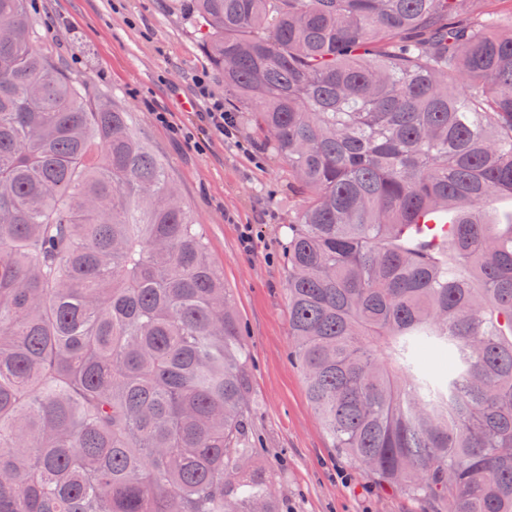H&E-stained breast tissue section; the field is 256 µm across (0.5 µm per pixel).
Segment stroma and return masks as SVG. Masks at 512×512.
<instances>
[{"label": "stroma", "instance_id": "1", "mask_svg": "<svg viewBox=\"0 0 512 512\" xmlns=\"http://www.w3.org/2000/svg\"><path fill=\"white\" fill-rule=\"evenodd\" d=\"M37 29L68 75L130 114L134 132L166 162L183 201L210 242L248 349L246 412L259 447L255 465L279 512H435L436 506L379 486L333 448L292 361L286 245L298 199L286 162L237 115V141L213 136L187 101L197 78L224 97V74L201 47L192 0H28ZM172 113L194 143L175 140L155 119ZM251 229L254 248L239 239Z\"/></svg>", "mask_w": 512, "mask_h": 512}]
</instances>
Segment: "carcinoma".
I'll use <instances>...</instances> for the list:
<instances>
[{"instance_id": "cac0c4a2", "label": "carcinoma", "mask_w": 512, "mask_h": 512, "mask_svg": "<svg viewBox=\"0 0 512 512\" xmlns=\"http://www.w3.org/2000/svg\"><path fill=\"white\" fill-rule=\"evenodd\" d=\"M287 164L288 336L332 445L512 512V20L493 0H193ZM0 0V512H277L224 277L129 113ZM448 357L428 373L426 353Z\"/></svg>"}]
</instances>
